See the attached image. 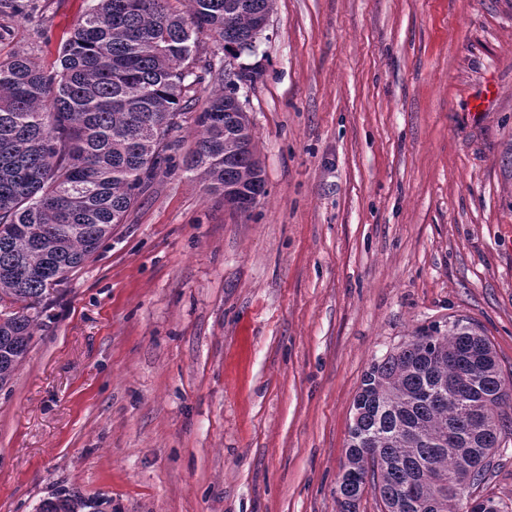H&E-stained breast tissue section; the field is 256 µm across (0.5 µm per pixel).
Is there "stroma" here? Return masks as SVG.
I'll return each mask as SVG.
<instances>
[{
    "label": "stroma",
    "mask_w": 512,
    "mask_h": 512,
    "mask_svg": "<svg viewBox=\"0 0 512 512\" xmlns=\"http://www.w3.org/2000/svg\"><path fill=\"white\" fill-rule=\"evenodd\" d=\"M20 2L0 59L52 70L92 0ZM252 61L266 195L143 187L0 390V512H337L372 362L460 319L512 375V0H274ZM91 508V505L76 494L54 496L43 500L39 505V512H81L82 509Z\"/></svg>",
    "instance_id": "1"
}]
</instances>
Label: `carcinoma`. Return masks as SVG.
Wrapping results in <instances>:
<instances>
[{
  "label": "carcinoma",
  "mask_w": 512,
  "mask_h": 512,
  "mask_svg": "<svg viewBox=\"0 0 512 512\" xmlns=\"http://www.w3.org/2000/svg\"><path fill=\"white\" fill-rule=\"evenodd\" d=\"M96 0L64 42L59 70L46 74L13 53L0 62V389L48 316L53 294L112 236L140 190L173 167L169 140L201 80L193 49L208 30L237 60L274 0ZM198 139L182 167L206 191L231 190L246 213L265 179L247 115L225 93L194 120ZM512 405L491 342L456 320L435 326L374 362L352 409L338 512H359L367 491L383 512H506L477 494L494 472L496 449L512 437ZM76 494L39 512H82Z\"/></svg>",
  "instance_id": "cac0c4a2"
}]
</instances>
